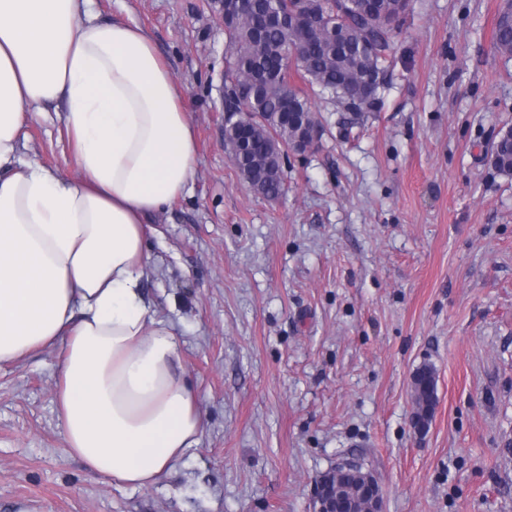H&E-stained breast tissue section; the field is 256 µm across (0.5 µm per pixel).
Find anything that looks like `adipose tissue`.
I'll return each instance as SVG.
<instances>
[{
  "label": "adipose tissue",
  "mask_w": 512,
  "mask_h": 512,
  "mask_svg": "<svg viewBox=\"0 0 512 512\" xmlns=\"http://www.w3.org/2000/svg\"><path fill=\"white\" fill-rule=\"evenodd\" d=\"M90 0H0V367L59 348L67 452L147 488L199 442L173 324L147 299L146 224L188 194L195 139L146 32ZM75 176L21 158L56 103Z\"/></svg>",
  "instance_id": "obj_1"
}]
</instances>
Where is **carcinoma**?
<instances>
[{
    "label": "carcinoma",
    "instance_id": "obj_1",
    "mask_svg": "<svg viewBox=\"0 0 512 512\" xmlns=\"http://www.w3.org/2000/svg\"><path fill=\"white\" fill-rule=\"evenodd\" d=\"M409 8L402 0H250L245 11H235L226 31L224 133L236 129L239 113L249 114V146L234 162L245 181L267 198L280 196L282 157L305 123L316 122L308 97L286 80L290 67L336 102L367 112L376 98L358 101L354 93L368 75L386 73ZM296 16L317 25L297 23ZM493 40L499 54L512 57V0L499 13ZM488 158L498 173L512 177V127L499 132ZM413 380L419 408L432 409L433 369L420 368Z\"/></svg>",
    "mask_w": 512,
    "mask_h": 512
}]
</instances>
